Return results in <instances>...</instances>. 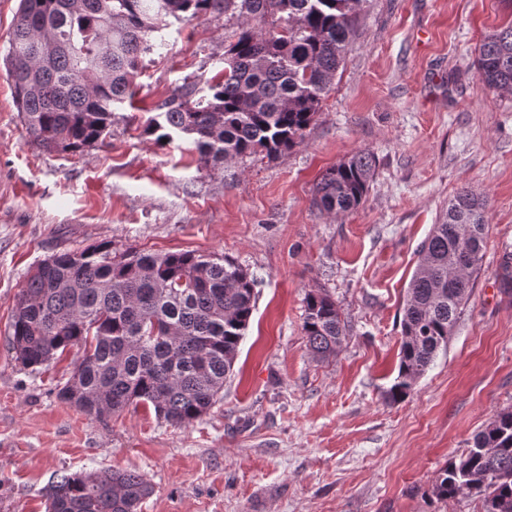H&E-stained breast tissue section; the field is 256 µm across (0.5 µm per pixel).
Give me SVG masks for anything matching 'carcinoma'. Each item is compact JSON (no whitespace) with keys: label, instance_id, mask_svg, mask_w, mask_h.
<instances>
[{"label":"carcinoma","instance_id":"carcinoma-1","mask_svg":"<svg viewBox=\"0 0 512 512\" xmlns=\"http://www.w3.org/2000/svg\"><path fill=\"white\" fill-rule=\"evenodd\" d=\"M362 0H19L6 64L29 140L41 150L82 152L105 137L116 106L134 95L141 55L166 19L209 13L237 21L224 46V74L195 98L185 82L157 107L147 129L158 141L187 135L219 166L262 150L300 146L321 110L349 45ZM480 81L512 90V25L484 36L474 62ZM376 168L359 151L322 174L312 203L329 214L355 209ZM486 201L469 188L448 201L419 249L402 308L397 376L385 398L409 396L434 362L481 269ZM512 293V252L500 263ZM258 281L234 262L193 252L112 254L108 245L39 262L11 315L10 347L25 368L82 350L61 401L87 416L153 407L173 427L215 406L234 368ZM303 332L312 354L336 355L346 327L324 293L306 298ZM152 486L134 471L63 472L46 490L48 512H137ZM433 493L482 498L512 512V409L498 411L449 461Z\"/></svg>","mask_w":512,"mask_h":512}]
</instances>
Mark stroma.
Here are the masks:
<instances>
[{"mask_svg": "<svg viewBox=\"0 0 512 512\" xmlns=\"http://www.w3.org/2000/svg\"><path fill=\"white\" fill-rule=\"evenodd\" d=\"M19 0H0V512H47L57 473L129 470L154 487L139 512H483L477 497L433 495L439 471L512 408V298L496 283L512 250V92L474 61L512 23V0H362L359 34L303 144L213 167L192 141L146 133L184 80L207 94L235 22H172L144 57L133 101L83 153L28 143L4 59ZM368 150L362 203L312 204L326 170ZM464 186L485 196L481 270L434 363L390 404L405 290L418 248ZM191 251L258 280L224 398L177 428L153 408L89 417L61 402L77 349L49 367L9 345L27 273L54 254ZM335 300L347 335L316 358L302 325L308 293Z\"/></svg>", "mask_w": 512, "mask_h": 512, "instance_id": "35a3bbf8", "label": "stroma"}]
</instances>
